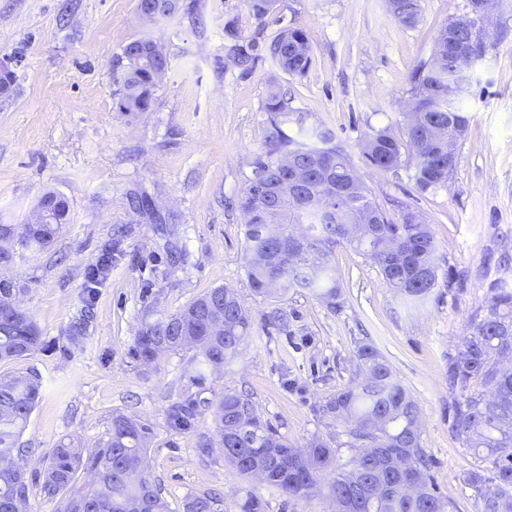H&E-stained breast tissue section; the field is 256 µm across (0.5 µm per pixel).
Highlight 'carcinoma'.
Here are the masks:
<instances>
[{"label": "carcinoma", "mask_w": 512, "mask_h": 512, "mask_svg": "<svg viewBox=\"0 0 512 512\" xmlns=\"http://www.w3.org/2000/svg\"><path fill=\"white\" fill-rule=\"evenodd\" d=\"M196 0H138L144 14L159 10L173 16L192 12ZM420 0H393L389 13L398 24L414 26ZM273 64L292 77L312 66L310 37L301 28L285 27L267 49ZM129 61L118 90L117 110L142 112L153 102L157 80L169 59L150 39L126 44ZM234 64L245 70L252 62V43L233 47ZM469 90L465 75L448 72V24L433 45L431 61L412 74L411 112L404 136L388 129L366 134L362 154L381 170L413 165L418 188L436 191L448 183L455 157L448 143H457L468 127L460 98H448V80ZM266 111L272 131L265 150L252 162L251 176L239 200L246 224L245 270L260 295L309 290L336 305L339 287L331 276L330 256L345 243L377 266L404 303L419 306L438 286L436 244L431 225L408 207L392 214L367 193L348 157L333 143L329 130L306 142L288 134L300 122L288 110L283 93L273 86ZM68 217L67 201L55 205L47 224H5L0 242V271L14 262V245L43 249L59 234ZM14 282L0 275V362L22 357L40 342L39 330L18 305ZM252 320L237 295L212 288L179 312L142 322L130 350L144 365L165 352L192 344L200 360L193 380L204 381L205 369L234 364L249 344ZM472 333L448 367V381L458 390L452 405L451 430L475 460L468 474L482 502L481 512H512V289H495L493 302L479 308ZM362 377L336 392L323 412L340 423L357 449L347 467L334 471L327 483L337 512H453L451 502L436 490L430 460L421 446L420 408L410 390L373 345L358 348ZM41 395L40 379L0 377V512H26L28 488L24 472L11 463L13 450ZM197 410L193 398L169 409L174 423L186 427ZM218 449L242 475L260 473L270 488L296 499L311 496L319 477L333 465L336 450L316 437L295 448L277 430L262 422L251 398L226 392L215 412ZM151 438L147 424L117 415L102 446L88 451L69 439L54 449L44 469V487L68 491L77 476H92L89 488L72 494L63 512H168L161 488L148 471L144 453ZM413 476L409 492L404 479ZM494 490H485L486 484ZM212 495L190 498L185 512H217Z\"/></svg>", "instance_id": "carcinoma-1"}]
</instances>
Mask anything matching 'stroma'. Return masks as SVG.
Masks as SVG:
<instances>
[{
    "label": "stroma",
    "instance_id": "obj_1",
    "mask_svg": "<svg viewBox=\"0 0 512 512\" xmlns=\"http://www.w3.org/2000/svg\"><path fill=\"white\" fill-rule=\"evenodd\" d=\"M198 13L143 23L137 0H0V59L15 73L0 96V224H24L54 192L69 206L54 241L17 251L10 269L20 301L40 331L39 347L0 362V376L33 373L41 396L14 461L25 474L31 512H62L64 494L44 487V468L65 437L85 448L107 438L112 418L134 416L152 433L147 463L169 512L189 498L221 493L220 512H239L246 493L266 512H335L322 494L307 500L240 475L215 448L214 409L227 391H246L258 414L292 445L316 437L354 454L350 438L322 407L351 383L357 349L368 343L390 362L421 411V445L431 475L455 512H480L467 476L472 456L448 422L457 397L448 365L488 305L493 285L512 287V0L461 106L470 117L455 146L445 187L421 191L413 169L369 167L366 133H404L411 76L428 62L440 26L470 11L469 0H420L415 26L396 23L386 0H276L257 16L246 0H200ZM310 36L306 76L279 71L266 54L284 27ZM154 40L167 54L149 111H116L128 61L123 47ZM252 42L251 70L231 61L237 40ZM303 126L329 129L382 207L400 201L430 222L439 284L429 300L405 306L378 268L337 246L335 305L310 291L252 292L245 273V224L238 202L251 163L270 135L271 84ZM161 223H153V216ZM235 290L252 318L238 361L191 379L196 352L129 356L143 318L177 313L204 292ZM79 342H71L73 327ZM197 399L192 425L174 428L172 403Z\"/></svg>",
    "mask_w": 512,
    "mask_h": 512
}]
</instances>
